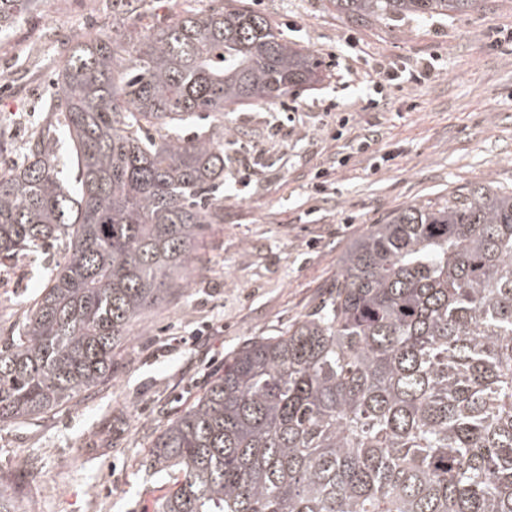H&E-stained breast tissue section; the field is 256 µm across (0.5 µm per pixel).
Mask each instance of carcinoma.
<instances>
[{"label": "carcinoma", "instance_id": "1", "mask_svg": "<svg viewBox=\"0 0 512 512\" xmlns=\"http://www.w3.org/2000/svg\"><path fill=\"white\" fill-rule=\"evenodd\" d=\"M330 2L356 24L477 7ZM42 4L0 0V32ZM321 73L234 0L143 36L78 39L45 104L77 187L50 133L19 162L0 141V261L65 250L0 347V423L112 379L132 323L188 286L198 229L224 223L228 155L184 126L275 105ZM151 458L171 473L154 512H512V192L478 183L374 225L324 305L224 358Z\"/></svg>", "mask_w": 512, "mask_h": 512}]
</instances>
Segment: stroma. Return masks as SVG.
Returning a JSON list of instances; mask_svg holds the SVG:
<instances>
[{
    "instance_id": "35a3bbf8",
    "label": "stroma",
    "mask_w": 512,
    "mask_h": 512,
    "mask_svg": "<svg viewBox=\"0 0 512 512\" xmlns=\"http://www.w3.org/2000/svg\"><path fill=\"white\" fill-rule=\"evenodd\" d=\"M219 0H49L0 33V139L22 145L45 123L39 106L55 69L89 32L147 34L176 9ZM281 34L326 60L315 89L273 106L196 121L230 152L252 148L248 168L227 165L224 221L206 224L189 285L135 321L111 381L49 413L0 424V484L37 512H153L169 480L150 442L221 373L241 344L274 336L318 310L352 244L408 205L440 203L482 182L512 191V0L421 21L356 25L329 0H242ZM422 83L376 70H414ZM375 101L363 109V98ZM373 135L385 161L369 168L345 148ZM331 169L323 195L317 169ZM49 250L0 264V344L47 282Z\"/></svg>"
}]
</instances>
